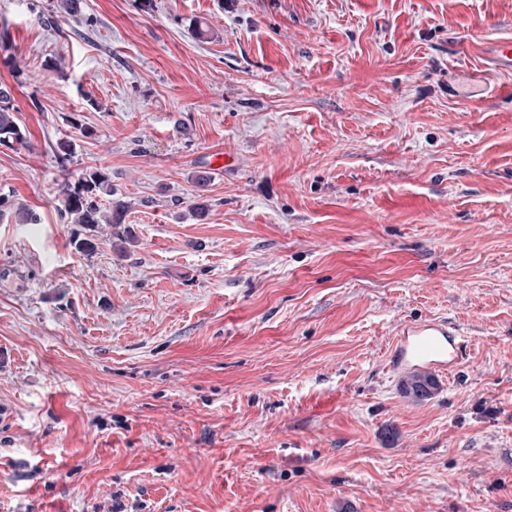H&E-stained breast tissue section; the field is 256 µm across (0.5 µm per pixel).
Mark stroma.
I'll return each mask as SVG.
<instances>
[{"label":"stroma","instance_id":"stroma-1","mask_svg":"<svg viewBox=\"0 0 512 512\" xmlns=\"http://www.w3.org/2000/svg\"><path fill=\"white\" fill-rule=\"evenodd\" d=\"M51 9L0 0V512H512V0ZM430 319L466 352L416 404ZM14 112L17 110L11 103V96L7 89L0 87V145L27 142L26 133L17 123ZM62 213L70 224H80L88 231L96 232V228L102 223L104 210L100 198L102 195L109 197L108 224H119L121 213H118L121 204H117L116 222L112 223V181L109 175L97 167L87 168L84 173L74 183L65 178L61 186ZM457 330L442 320L406 325L390 353V367L401 373L415 368L441 373L455 367L463 357ZM398 389L403 398L419 403L431 399L438 392L439 383L433 375H416L401 379Z\"/></svg>","mask_w":512,"mask_h":512}]
</instances>
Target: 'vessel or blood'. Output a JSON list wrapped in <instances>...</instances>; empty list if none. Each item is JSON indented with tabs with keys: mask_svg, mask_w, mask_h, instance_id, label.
Instances as JSON below:
<instances>
[{
	"mask_svg": "<svg viewBox=\"0 0 512 512\" xmlns=\"http://www.w3.org/2000/svg\"><path fill=\"white\" fill-rule=\"evenodd\" d=\"M463 356L455 328L441 320L406 325L390 353V367L401 373L415 368L447 372Z\"/></svg>",
	"mask_w": 512,
	"mask_h": 512,
	"instance_id": "b4317fda",
	"label": "vessel or blood"
}]
</instances>
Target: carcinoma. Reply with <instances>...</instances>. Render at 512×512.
<instances>
[{
    "label": "carcinoma",
    "instance_id": "obj_1",
    "mask_svg": "<svg viewBox=\"0 0 512 512\" xmlns=\"http://www.w3.org/2000/svg\"><path fill=\"white\" fill-rule=\"evenodd\" d=\"M16 109L11 103L8 90L0 87V145L27 142L26 133L17 123ZM62 213L70 224H79L90 232L104 220L101 196L112 197V181L109 175L91 167L75 182L64 181L61 186ZM400 395L410 402L419 403L429 400L439 390L437 379L430 375H416L399 382Z\"/></svg>",
    "mask_w": 512,
    "mask_h": 512
}]
</instances>
